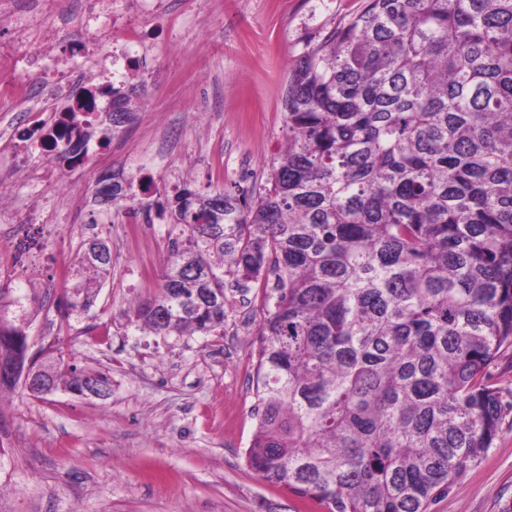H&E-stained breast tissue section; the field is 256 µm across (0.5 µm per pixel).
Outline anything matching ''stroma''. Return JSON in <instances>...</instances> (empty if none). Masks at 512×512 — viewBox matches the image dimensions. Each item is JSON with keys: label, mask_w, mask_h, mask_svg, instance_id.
<instances>
[{"label": "stroma", "mask_w": 512, "mask_h": 512, "mask_svg": "<svg viewBox=\"0 0 512 512\" xmlns=\"http://www.w3.org/2000/svg\"><path fill=\"white\" fill-rule=\"evenodd\" d=\"M27 0H0V84L26 55L10 16ZM363 0H164L145 24L152 74L128 85L147 99L134 122L29 198L18 161L27 146L0 120V203L21 221L0 223V281L23 282L10 315L29 325L30 355L61 347L82 368L109 372L112 394L40 400L23 386L0 393V512H317L249 470L257 420L252 376L262 287L229 290L220 336H156L129 325L135 299L158 294L168 225L150 201L183 182L261 191L287 138L283 100L299 61ZM130 181L134 202L96 200L102 174ZM108 241L112 274L92 310L62 322L57 303L84 239ZM512 497V412L481 462L431 512H499Z\"/></svg>", "instance_id": "1"}]
</instances>
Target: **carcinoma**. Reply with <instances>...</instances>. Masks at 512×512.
<instances>
[{
  "label": "carcinoma",
  "mask_w": 512,
  "mask_h": 512,
  "mask_svg": "<svg viewBox=\"0 0 512 512\" xmlns=\"http://www.w3.org/2000/svg\"><path fill=\"white\" fill-rule=\"evenodd\" d=\"M135 88L112 89V133ZM288 144L254 197L186 182L161 292L128 322L224 335L225 289L264 282L247 464L322 512H429L492 447L487 368L512 348V0H364L284 98ZM112 273L83 241L61 316ZM0 282V391L22 373L75 394L98 370L29 356Z\"/></svg>",
  "instance_id": "obj_1"
}]
</instances>
